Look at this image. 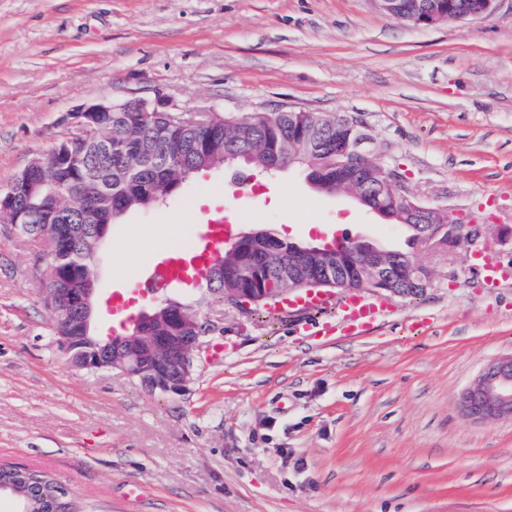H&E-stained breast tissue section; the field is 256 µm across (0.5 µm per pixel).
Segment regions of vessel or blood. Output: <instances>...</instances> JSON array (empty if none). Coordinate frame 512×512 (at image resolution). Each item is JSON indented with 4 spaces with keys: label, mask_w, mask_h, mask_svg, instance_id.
Returning a JSON list of instances; mask_svg holds the SVG:
<instances>
[{
    "label": "vessel or blood",
    "mask_w": 512,
    "mask_h": 512,
    "mask_svg": "<svg viewBox=\"0 0 512 512\" xmlns=\"http://www.w3.org/2000/svg\"><path fill=\"white\" fill-rule=\"evenodd\" d=\"M232 233V225L220 220L212 219L200 225L195 242L162 251L151 260L143 276L136 279V294L145 298L157 289L175 287L191 279H202L221 251L225 238ZM468 248L488 287H500L503 281L512 276L486 255L480 243H469ZM332 308L337 309L338 316L319 324L318 333L321 336L367 335L392 311L391 305L385 299L367 298L352 291L339 299L329 293L310 291L277 305L276 311L280 314L293 312L301 316Z\"/></svg>",
    "instance_id": "obj_1"
}]
</instances>
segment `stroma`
<instances>
[{
	"label": "stroma",
	"mask_w": 512,
	"mask_h": 512,
	"mask_svg": "<svg viewBox=\"0 0 512 512\" xmlns=\"http://www.w3.org/2000/svg\"><path fill=\"white\" fill-rule=\"evenodd\" d=\"M159 97L183 111L360 116L406 192L467 224L495 198L503 221L481 243L512 267V0L427 28L375 0H0V186L70 133L76 106ZM245 175L241 186L206 170L116 220L95 335L129 334L167 298L117 322L106 304L142 255L214 212L240 233L404 244L402 229L296 171ZM416 259L437 269L431 287L391 297L364 337L213 304L208 341L236 353L163 396L58 351L35 275L49 257L0 223V465L52 473L81 512H512V422L459 408L512 354V284L483 287L463 244Z\"/></svg>",
	"instance_id": "35a3bbf8"
}]
</instances>
